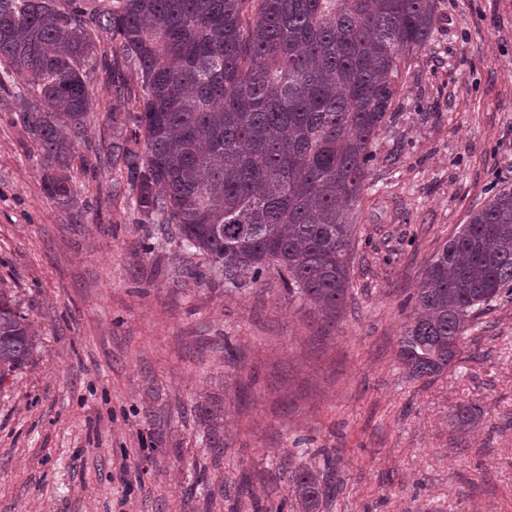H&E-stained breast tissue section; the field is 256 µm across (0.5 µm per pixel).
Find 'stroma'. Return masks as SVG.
Instances as JSON below:
<instances>
[{"instance_id": "35a3bbf8", "label": "stroma", "mask_w": 512, "mask_h": 512, "mask_svg": "<svg viewBox=\"0 0 512 512\" xmlns=\"http://www.w3.org/2000/svg\"><path fill=\"white\" fill-rule=\"evenodd\" d=\"M357 218L352 290L330 317L262 287L197 284L141 223L112 140V89L91 85L61 208L0 87V292L35 331L0 384V512H299L292 471L328 475L318 512H512V299L479 317L431 380L398 341L434 254L512 189V0H437L407 64ZM152 241L143 252V241ZM223 412L211 459L195 416ZM473 406V425L454 411ZM167 422L151 445L150 415Z\"/></svg>"}]
</instances>
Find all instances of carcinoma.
Returning a JSON list of instances; mask_svg holds the SVG:
<instances>
[{
  "mask_svg": "<svg viewBox=\"0 0 512 512\" xmlns=\"http://www.w3.org/2000/svg\"><path fill=\"white\" fill-rule=\"evenodd\" d=\"M436 0H0V82L34 98L20 120L44 153V193L70 204L75 139L97 71L112 87V161L142 223L175 241L198 284L277 275L288 299L336 315L351 288L356 220L372 146L422 51ZM107 50L94 59L96 43ZM134 69L138 90L125 68ZM512 299V191L470 215L433 257L398 358L431 380L471 322ZM32 325L0 295V382L25 367ZM205 445L224 456L221 407L196 406ZM304 512L326 483L298 467Z\"/></svg>",
  "mask_w": 512,
  "mask_h": 512,
  "instance_id": "carcinoma-1",
  "label": "carcinoma"
}]
</instances>
